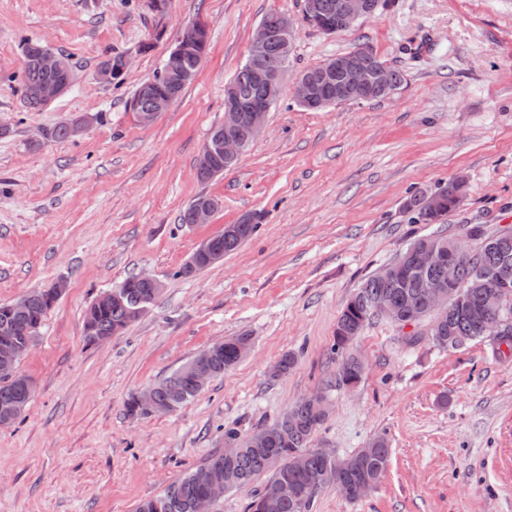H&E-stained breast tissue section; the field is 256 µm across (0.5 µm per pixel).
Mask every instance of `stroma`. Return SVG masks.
Here are the masks:
<instances>
[{
    "label": "stroma",
    "mask_w": 512,
    "mask_h": 512,
    "mask_svg": "<svg viewBox=\"0 0 512 512\" xmlns=\"http://www.w3.org/2000/svg\"><path fill=\"white\" fill-rule=\"evenodd\" d=\"M303 10L304 0H167L161 12L152 0H0V303L68 284L20 361L34 395L0 428V512H134L223 451L225 430L249 436L316 392L331 412L312 447L343 457L382 436L391 455L368 495L327 485L311 512H512V357L485 340L438 349L425 322L410 344L375 318L350 347L366 371L340 388L332 349L344 305L411 241L512 225V0H390L337 35ZM270 12L295 22L290 74L363 44L407 82L390 98L318 112L283 94L239 163L200 182L224 89ZM195 19L210 33L198 78L140 125L128 101ZM26 39L67 54L75 71L39 112L20 92ZM111 53L129 59L117 86L94 78ZM81 115L92 119L82 135L49 137ZM456 177L462 204L441 225L414 223L407 200ZM201 195L220 201L210 223H179ZM248 214L260 218L251 239L181 274L204 240ZM139 273L162 283L157 304L87 345V306ZM240 335L250 353L194 400L127 415L131 394ZM287 353L294 367L274 376Z\"/></svg>",
    "instance_id": "obj_1"
}]
</instances>
